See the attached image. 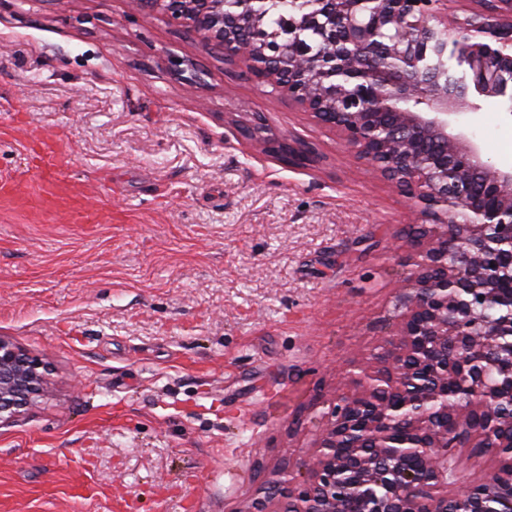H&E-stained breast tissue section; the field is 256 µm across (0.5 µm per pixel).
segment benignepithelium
Wrapping results in <instances>:
<instances>
[{
	"label": "benign epithelium",
	"instance_id": "1",
	"mask_svg": "<svg viewBox=\"0 0 512 512\" xmlns=\"http://www.w3.org/2000/svg\"><path fill=\"white\" fill-rule=\"evenodd\" d=\"M271 2L129 0L333 129L407 199L420 235L378 367H358L356 389L329 402L310 459L279 464L235 512H512V169L453 128L478 109L472 97L501 99L512 115V0H462V18L452 0H292L268 32ZM443 34L468 81L433 62ZM238 128L265 132L259 115ZM263 144L290 168L314 162L288 135ZM44 371L0 338L1 426L32 405ZM455 448L497 458L492 478L462 484Z\"/></svg>",
	"mask_w": 512,
	"mask_h": 512
}]
</instances>
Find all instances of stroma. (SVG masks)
I'll return each instance as SVG.
<instances>
[{
  "instance_id": "35a3bbf8",
  "label": "stroma",
  "mask_w": 512,
  "mask_h": 512,
  "mask_svg": "<svg viewBox=\"0 0 512 512\" xmlns=\"http://www.w3.org/2000/svg\"><path fill=\"white\" fill-rule=\"evenodd\" d=\"M312 147L294 169L234 117ZM512 169V115L462 116ZM65 138L108 224L0 205V337L49 366L0 427V512H234L304 458L395 323L405 201L336 132L127 0H0V177ZM92 486L84 499L75 486Z\"/></svg>"
}]
</instances>
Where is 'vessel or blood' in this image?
<instances>
[{
	"mask_svg": "<svg viewBox=\"0 0 512 512\" xmlns=\"http://www.w3.org/2000/svg\"><path fill=\"white\" fill-rule=\"evenodd\" d=\"M28 156L32 179L0 178V201L18 207L45 208L55 199L69 177V164L58 139L28 131Z\"/></svg>",
	"mask_w": 512,
	"mask_h": 512,
	"instance_id": "1",
	"label": "vessel or blood"
}]
</instances>
